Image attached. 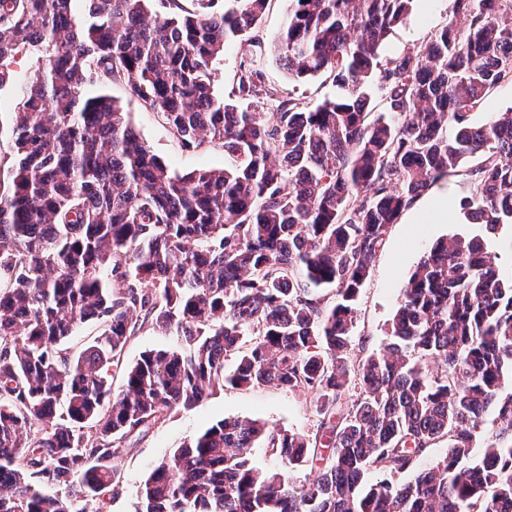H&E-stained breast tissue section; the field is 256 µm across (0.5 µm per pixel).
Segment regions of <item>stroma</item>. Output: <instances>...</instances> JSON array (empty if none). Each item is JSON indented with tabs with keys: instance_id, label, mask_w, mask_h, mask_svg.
Wrapping results in <instances>:
<instances>
[{
	"instance_id": "1",
	"label": "stroma",
	"mask_w": 512,
	"mask_h": 512,
	"mask_svg": "<svg viewBox=\"0 0 512 512\" xmlns=\"http://www.w3.org/2000/svg\"><path fill=\"white\" fill-rule=\"evenodd\" d=\"M449 7V0H434L428 7L421 2L416 4L406 22L395 27L389 35L381 51L382 59L424 50L435 31L447 23ZM287 13L288 0H269L258 27L224 48V59L215 78L216 88L224 95H234L242 60L253 57L259 63L263 92L245 98L244 104L251 111H275L278 101L288 98L315 105L334 97L337 92L329 75L295 79L275 60L273 46L285 25ZM103 93L119 101L152 153L168 162L174 171L183 174L200 168L224 167L226 158L222 148L182 147L161 116L142 109L130 97L124 84H92L85 89L89 97ZM469 192L470 182L466 175L443 178L417 198L413 209L403 212L396 223L390 225L361 292L351 346L354 358L379 352L387 344L391 319L401 302L403 287L423 253L437 240L450 239L470 230L466 224L416 223V210L442 199L447 201L449 208H456L460 198ZM177 343L175 336L152 327L133 336L122 352L119 368L112 371L113 388H120L122 384V366L134 363L141 352L173 347ZM225 417L253 419L264 423L268 430L290 431L310 438L318 434L321 421L310 396L303 392L275 385L253 388L227 385L215 389L196 409L173 410L143 440L116 458L122 483L108 502L106 512H133L136 489L154 466L182 442Z\"/></svg>"
}]
</instances>
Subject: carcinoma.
<instances>
[{
	"label": "carcinoma",
	"instance_id": "1",
	"mask_svg": "<svg viewBox=\"0 0 512 512\" xmlns=\"http://www.w3.org/2000/svg\"><path fill=\"white\" fill-rule=\"evenodd\" d=\"M268 2L0 0V87L19 98L0 185V512H104L126 444L226 384L310 395L330 454L224 418L155 467L134 512H512V271L490 248L512 230V110L470 120L512 83V0H450L424 51L384 62L415 0H290L277 59L339 93L253 112L214 77ZM23 51L30 76L13 67ZM239 69L238 95H258L255 61ZM117 82L183 147L233 163L172 170L118 101L83 95ZM477 153L459 209L482 233L432 245L389 343L353 362L389 225ZM146 326L179 344L144 351L115 392L111 367ZM440 440L443 459L396 480ZM261 442L284 469L252 464ZM309 465L299 489L289 471Z\"/></svg>",
	"mask_w": 512,
	"mask_h": 512
}]
</instances>
